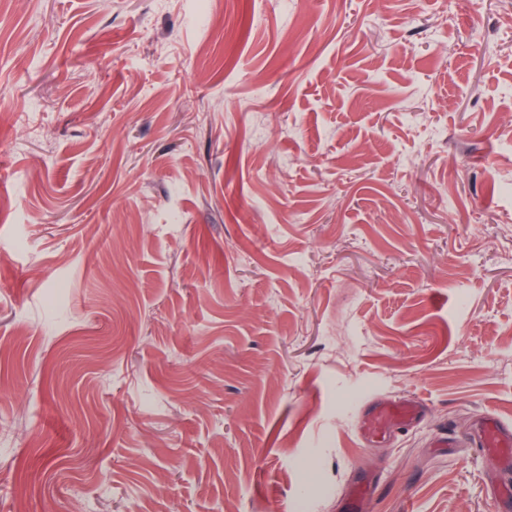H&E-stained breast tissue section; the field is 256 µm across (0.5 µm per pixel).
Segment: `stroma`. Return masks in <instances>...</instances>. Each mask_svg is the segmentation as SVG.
<instances>
[{
    "label": "stroma",
    "mask_w": 512,
    "mask_h": 512,
    "mask_svg": "<svg viewBox=\"0 0 512 512\" xmlns=\"http://www.w3.org/2000/svg\"><path fill=\"white\" fill-rule=\"evenodd\" d=\"M440 9L0 0V512H506L512 0ZM421 413L422 406L414 399H399L374 405L364 423V443L376 444L386 440L397 430L415 423ZM477 445L500 454L509 465L511 462L512 428L489 416L480 422Z\"/></svg>",
    "instance_id": "obj_1"
}]
</instances>
